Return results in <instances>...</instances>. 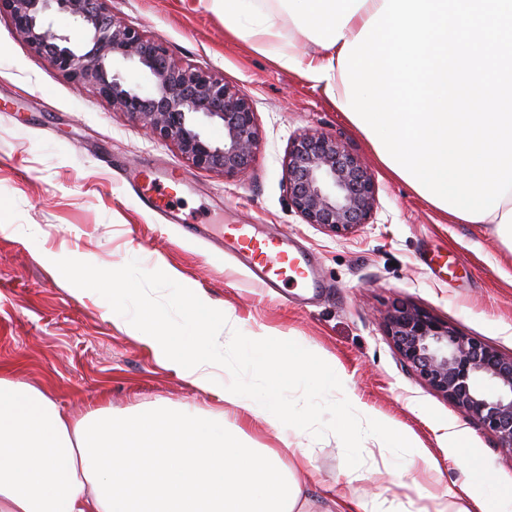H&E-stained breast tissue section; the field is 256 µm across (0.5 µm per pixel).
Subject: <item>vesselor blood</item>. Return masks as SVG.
<instances>
[{
  "instance_id": "obj_1",
  "label": "vessel or blood",
  "mask_w": 512,
  "mask_h": 512,
  "mask_svg": "<svg viewBox=\"0 0 512 512\" xmlns=\"http://www.w3.org/2000/svg\"><path fill=\"white\" fill-rule=\"evenodd\" d=\"M143 206L170 213L176 193L158 172L143 166L130 175ZM217 246L242 259L268 287L317 289L321 280L309 255L298 244L277 237L260 236L255 225L235 224L216 241Z\"/></svg>"
}]
</instances>
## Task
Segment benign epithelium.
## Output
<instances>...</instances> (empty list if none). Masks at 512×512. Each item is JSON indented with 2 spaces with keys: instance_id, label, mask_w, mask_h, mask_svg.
I'll use <instances>...</instances> for the list:
<instances>
[{
  "instance_id": "benign-epithelium-1",
  "label": "benign epithelium",
  "mask_w": 512,
  "mask_h": 512,
  "mask_svg": "<svg viewBox=\"0 0 512 512\" xmlns=\"http://www.w3.org/2000/svg\"><path fill=\"white\" fill-rule=\"evenodd\" d=\"M69 14L74 28L52 29L49 18ZM18 36L78 88L92 87L112 109L133 116L159 140L171 141L203 170L245 176L257 146L250 98L208 71L176 63L164 42L112 16L107 0H0ZM136 63L146 86L126 83L121 68ZM218 123L224 140L205 126ZM286 180L305 223L337 235L369 223L376 186L361 160L335 137L299 135L288 148ZM386 336L425 385L468 419L512 448V356L459 332L430 312L399 304L387 314ZM494 384L487 394L480 382Z\"/></svg>"
}]
</instances>
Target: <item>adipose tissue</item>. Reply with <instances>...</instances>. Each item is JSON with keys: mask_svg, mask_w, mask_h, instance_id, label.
<instances>
[{"mask_svg": "<svg viewBox=\"0 0 512 512\" xmlns=\"http://www.w3.org/2000/svg\"><path fill=\"white\" fill-rule=\"evenodd\" d=\"M224 28L269 46L280 66L345 100L338 56L384 0H215ZM319 51L298 59L280 46L283 25ZM466 460L462 490L480 512L512 500ZM304 481L272 448L245 446L222 422L183 406L121 417L103 409L71 419L38 388L0 376V512H306Z\"/></svg>", "mask_w": 512, "mask_h": 512, "instance_id": "adipose-tissue-1", "label": "adipose tissue"}]
</instances>
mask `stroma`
<instances>
[{"instance_id": "stroma-1", "label": "stroma", "mask_w": 512, "mask_h": 512, "mask_svg": "<svg viewBox=\"0 0 512 512\" xmlns=\"http://www.w3.org/2000/svg\"><path fill=\"white\" fill-rule=\"evenodd\" d=\"M112 13L161 38L172 59L224 78L245 92L259 135L249 177L197 169L178 147L130 115L113 111L93 88L76 89L0 17V370L35 386L71 418L104 409L119 417L156 405L220 414L254 448L308 454L311 512H330L338 494L409 506L411 512H479L459 488V455L448 434L479 451L477 465L512 487V449L466 419L402 360L383 323L402 302L448 320L512 355V260L488 224H459L388 175L370 143L330 101L324 85L282 68L268 53L228 38L213 0H110ZM329 134L358 155L377 188L369 223L341 237L305 223L284 176L289 142ZM183 178L181 224L147 210L127 174L144 163ZM253 224L297 242L318 265L319 294L257 288L231 258L186 237L182 224ZM117 269H174L182 285L224 306L244 334L285 333L335 360L356 401L402 429L416 450L395 466L389 449L364 439V462L350 474L340 439H314L292 427L274 431L264 412H248L202 393L157 363L119 328L95 292L68 293L55 260Z\"/></svg>"}]
</instances>
